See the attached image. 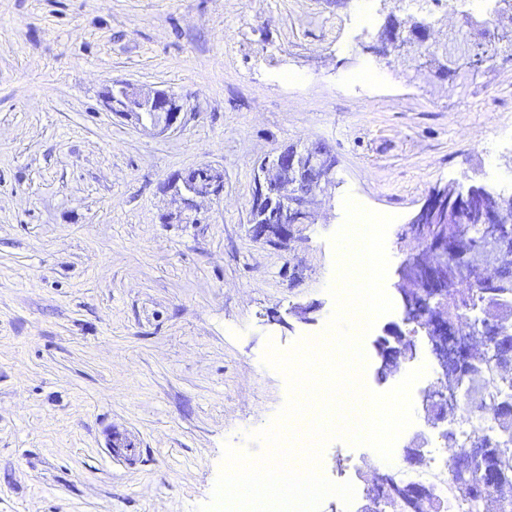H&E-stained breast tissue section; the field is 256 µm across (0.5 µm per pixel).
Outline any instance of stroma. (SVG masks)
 Segmentation results:
<instances>
[{
    "mask_svg": "<svg viewBox=\"0 0 512 512\" xmlns=\"http://www.w3.org/2000/svg\"><path fill=\"white\" fill-rule=\"evenodd\" d=\"M465 11L512 27L496 0H0V512H197L225 446L263 453L250 436L287 399L266 344L324 333L345 198L394 218L369 387L434 361L419 336L382 378L372 343L402 321L396 269L428 192L512 195V63L449 77L364 47L393 18L441 46ZM115 80L177 96L180 127L113 116ZM319 145L335 184L313 223L285 249L254 240L256 167ZM203 164L224 193L184 210L171 182ZM321 470L355 496L319 512H358L377 466L334 440Z\"/></svg>",
    "mask_w": 512,
    "mask_h": 512,
    "instance_id": "obj_1",
    "label": "stroma"
}]
</instances>
